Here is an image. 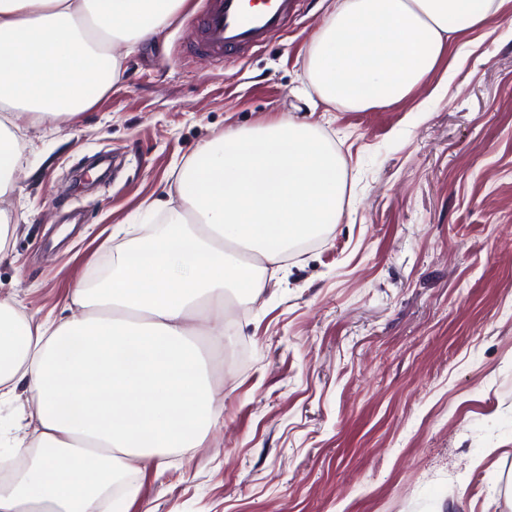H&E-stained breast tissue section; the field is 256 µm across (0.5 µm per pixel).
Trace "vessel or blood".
<instances>
[{
    "instance_id": "b4317fda",
    "label": "vessel or blood",
    "mask_w": 512,
    "mask_h": 512,
    "mask_svg": "<svg viewBox=\"0 0 512 512\" xmlns=\"http://www.w3.org/2000/svg\"><path fill=\"white\" fill-rule=\"evenodd\" d=\"M200 20L203 48L211 60L232 57L261 46L282 26L296 0H204Z\"/></svg>"
}]
</instances>
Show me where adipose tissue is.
Returning <instances> with one entry per match:
<instances>
[{
  "mask_svg": "<svg viewBox=\"0 0 512 512\" xmlns=\"http://www.w3.org/2000/svg\"><path fill=\"white\" fill-rule=\"evenodd\" d=\"M183 0H0V195L22 166L29 123L76 117L122 73L113 44L167 24ZM512 0H334L304 71L330 111L390 108L445 91L452 44L489 29ZM345 165L318 128L282 117L200 144L153 201L168 227L117 249L111 274L77 284L71 317H39L0 297V461L35 444L0 485V512H102L136 464L166 471L224 420V395L188 326L224 342L229 298L258 294L278 264L344 215Z\"/></svg>",
  "mask_w": 512,
  "mask_h": 512,
  "instance_id": "obj_1",
  "label": "adipose tissue"
}]
</instances>
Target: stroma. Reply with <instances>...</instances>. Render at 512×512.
<instances>
[{"label":"stroma","mask_w":512,"mask_h":512,"mask_svg":"<svg viewBox=\"0 0 512 512\" xmlns=\"http://www.w3.org/2000/svg\"><path fill=\"white\" fill-rule=\"evenodd\" d=\"M330 0H296L262 48L194 55L185 0L78 120L24 131L0 297L60 312L104 272L99 238L145 231L203 141L275 115L329 136L345 211L229 301L211 378L224 422L130 512H512V8L453 46L439 98L326 111L303 75Z\"/></svg>","instance_id":"1"}]
</instances>
